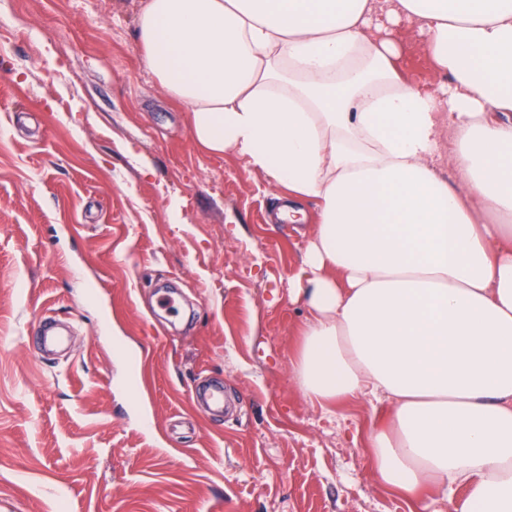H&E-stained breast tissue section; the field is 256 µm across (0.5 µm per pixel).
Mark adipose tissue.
I'll return each mask as SVG.
<instances>
[{
    "label": "adipose tissue",
    "mask_w": 512,
    "mask_h": 512,
    "mask_svg": "<svg viewBox=\"0 0 512 512\" xmlns=\"http://www.w3.org/2000/svg\"><path fill=\"white\" fill-rule=\"evenodd\" d=\"M135 23L195 141L285 186L280 218L318 206L289 282L302 397L383 403L372 472L404 498L512 512V0H144Z\"/></svg>",
    "instance_id": "ef3b65f1"
}]
</instances>
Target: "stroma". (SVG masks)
Masks as SVG:
<instances>
[{
  "instance_id": "stroma-1",
  "label": "stroma",
  "mask_w": 512,
  "mask_h": 512,
  "mask_svg": "<svg viewBox=\"0 0 512 512\" xmlns=\"http://www.w3.org/2000/svg\"><path fill=\"white\" fill-rule=\"evenodd\" d=\"M131 4L0 0V512H411L374 402L293 378L315 205L270 222L284 189L195 142ZM45 316L73 334L41 356Z\"/></svg>"
}]
</instances>
